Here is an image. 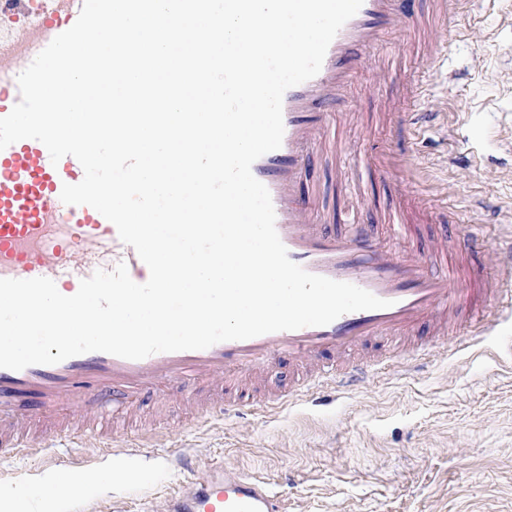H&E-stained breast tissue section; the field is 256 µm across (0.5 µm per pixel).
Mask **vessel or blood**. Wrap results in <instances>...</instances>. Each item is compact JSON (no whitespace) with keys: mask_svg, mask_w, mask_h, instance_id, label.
I'll return each instance as SVG.
<instances>
[{"mask_svg":"<svg viewBox=\"0 0 512 512\" xmlns=\"http://www.w3.org/2000/svg\"><path fill=\"white\" fill-rule=\"evenodd\" d=\"M457 0H430L416 11L414 0H363L326 52L320 72L288 89L283 97L284 137L280 148L257 159L254 177L272 199L276 230L289 258L310 273L352 283L388 300L384 309L341 315L328 325L225 341L203 350L156 353L128 360L89 352L55 365L15 371L0 368V454L23 449L46 452L53 433L83 447H108L114 415L131 414L142 393H175L189 382L217 384L200 404L205 417L239 415L254 406L284 409L328 388L345 396L380 365L377 359L348 360L357 347L386 349L416 335L419 327L446 328L449 317L469 307L467 334L482 341L512 327V284L494 289V308L482 305L481 276L448 259L449 249L476 240L480 227L459 225L452 244L412 255L397 249L413 234L397 215L388 235L363 223L357 210L344 218L325 212L310 174L315 160L335 163L339 143L336 114L342 111L352 78L381 53L398 27L412 28L439 59L460 36L446 21ZM28 0H10L0 12V117L19 102L18 75L59 34L76 22L83 0H43L38 20L24 23ZM84 170L72 156L52 163L47 148L24 139L0 150V278L52 279L59 292L74 295L95 271L125 264L131 279L145 283L147 265L123 243L113 223L88 205H67L63 185L79 183ZM288 361L303 375L287 392L257 400L249 388L227 384L230 376L259 377L273 363ZM175 458L188 480L169 499L170 512H286L283 497L263 479L218 465L193 476L190 454Z\"/></svg>","mask_w":512,"mask_h":512,"instance_id":"obj_1","label":"vessel or blood"}]
</instances>
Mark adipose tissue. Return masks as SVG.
I'll use <instances>...</instances> for the list:
<instances>
[{"mask_svg": "<svg viewBox=\"0 0 512 512\" xmlns=\"http://www.w3.org/2000/svg\"><path fill=\"white\" fill-rule=\"evenodd\" d=\"M127 476V471L109 465L91 482L75 477L63 483L56 476L47 475L39 483L20 490L1 489L0 512H11L14 501L19 498L33 502L39 512H68L71 499L84 495L90 486L108 489L121 484Z\"/></svg>", "mask_w": 512, "mask_h": 512, "instance_id": "ef3b65f1", "label": "adipose tissue"}]
</instances>
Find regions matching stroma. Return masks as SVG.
Returning a JSON list of instances; mask_svg holds the SVG:
<instances>
[{
	"label": "stroma",
	"mask_w": 512,
	"mask_h": 512,
	"mask_svg": "<svg viewBox=\"0 0 512 512\" xmlns=\"http://www.w3.org/2000/svg\"><path fill=\"white\" fill-rule=\"evenodd\" d=\"M461 34L447 60L424 63L409 28L390 46L415 77L431 87L417 104L444 115L443 128L417 134L398 113L381 109L399 85L376 57L350 85L347 106L362 125L339 123L343 146L364 145L367 157L409 149L410 165L385 177L364 175L363 220L379 224L399 210L419 231L403 249L426 251L431 238L454 236L451 224L417 202L435 204L480 226L481 257L494 275L491 238L512 230V0H469L454 20ZM418 341L431 355L417 370L401 368L403 348L358 392L329 406L308 404L281 414L252 408L246 415L200 421L184 395L150 393L139 412L157 435L153 453L123 448L92 453L59 438L54 450L0 458V488L23 487L53 473L90 478L105 465L142 466L151 477L79 498L86 512H165L167 496L185 477L168 467L170 449L191 452L197 475L216 459L241 472L267 476L285 496L287 512H512V335L472 343L464 318L445 335L423 327Z\"/></svg>",
	"instance_id": "stroma-1"
}]
</instances>
